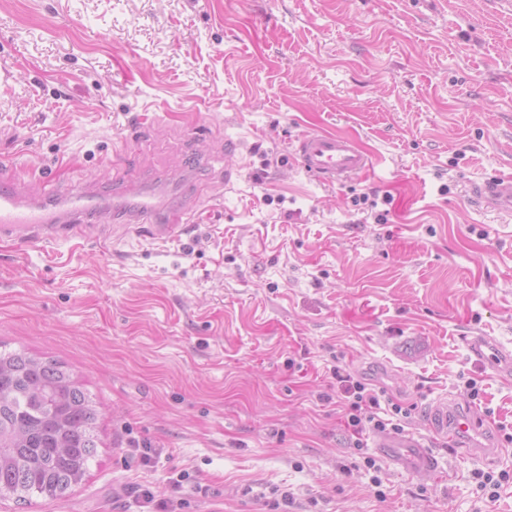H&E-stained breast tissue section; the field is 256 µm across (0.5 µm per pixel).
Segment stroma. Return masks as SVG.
Here are the masks:
<instances>
[{"label":"stroma","mask_w":512,"mask_h":512,"mask_svg":"<svg viewBox=\"0 0 512 512\" xmlns=\"http://www.w3.org/2000/svg\"><path fill=\"white\" fill-rule=\"evenodd\" d=\"M309 131L372 168L316 182L293 156ZM493 173L512 174V10L491 0H0V176L107 203L144 181L198 217L164 243L0 242V349L63 362L99 409L84 480L0 512H512V482L491 500L474 479L512 472V377L463 343L512 352V219L469 196ZM337 365L413 405L440 475L355 447ZM443 398L499 458L432 430ZM469 356L478 365H483L502 378L512 374V353L504 350L486 336L464 337Z\"/></svg>","instance_id":"1"}]
</instances>
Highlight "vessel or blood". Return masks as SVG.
<instances>
[{"mask_svg": "<svg viewBox=\"0 0 512 512\" xmlns=\"http://www.w3.org/2000/svg\"><path fill=\"white\" fill-rule=\"evenodd\" d=\"M300 168L324 185H333L367 171L372 160L356 142L345 135L331 132L303 134L295 147ZM55 184H48L42 201L34 202L19 189L0 179V239L16 244L49 243L56 240L81 241L87 238L89 227L83 219L95 213L98 221H108L109 215L96 210L94 197L81 188L65 194L64 207H52L56 196ZM473 201L512 216V175H495L474 183L470 189ZM191 212L186 207L165 209L157 213L151 202H141L137 209L126 212L124 227L141 236L164 241L181 233L189 224ZM469 356L500 377L512 375V353L485 336L465 339ZM432 428L439 434L456 439L475 432L477 420L466 412L449 411L444 402L430 409ZM380 453L394 464L430 475L438 469L433 450L420 441L398 434H383L376 440Z\"/></svg>", "mask_w": 512, "mask_h": 512, "instance_id": "b4317fda", "label": "vessel or blood"}]
</instances>
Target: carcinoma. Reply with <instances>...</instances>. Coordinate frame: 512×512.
Here are the masks:
<instances>
[{"instance_id": "cac0c4a2", "label": "carcinoma", "mask_w": 512, "mask_h": 512, "mask_svg": "<svg viewBox=\"0 0 512 512\" xmlns=\"http://www.w3.org/2000/svg\"><path fill=\"white\" fill-rule=\"evenodd\" d=\"M98 415L62 364L0 351V497L65 496L94 458Z\"/></svg>"}]
</instances>
